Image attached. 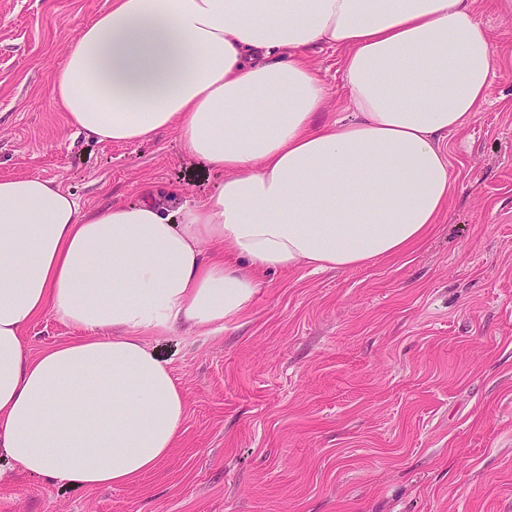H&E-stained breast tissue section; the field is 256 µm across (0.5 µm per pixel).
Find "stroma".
Listing matches in <instances>:
<instances>
[{"label":"stroma","mask_w":512,"mask_h":512,"mask_svg":"<svg viewBox=\"0 0 512 512\" xmlns=\"http://www.w3.org/2000/svg\"><path fill=\"white\" fill-rule=\"evenodd\" d=\"M109 0H0V177L58 182L94 209L171 210L222 174L174 136L78 134L52 95ZM502 66L444 143L457 189L435 231L357 269L264 277L223 333L148 342L188 404L176 448L129 487L47 483L8 467L0 512H512V16L477 0ZM339 51L309 61L342 97ZM50 313L30 355L71 338Z\"/></svg>","instance_id":"obj_1"}]
</instances>
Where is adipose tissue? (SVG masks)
<instances>
[{
  "label": "adipose tissue",
  "mask_w": 512,
  "mask_h": 512,
  "mask_svg": "<svg viewBox=\"0 0 512 512\" xmlns=\"http://www.w3.org/2000/svg\"><path fill=\"white\" fill-rule=\"evenodd\" d=\"M476 0H111L52 94L79 133L174 134L223 172L167 213L84 208L0 178V459L53 484L130 486L175 448L187 403L146 339L223 331L263 271L354 268L422 242L455 178L441 144L498 70ZM341 51L346 109L304 59ZM79 331L30 356L43 312Z\"/></svg>",
  "instance_id": "adipose-tissue-1"
}]
</instances>
